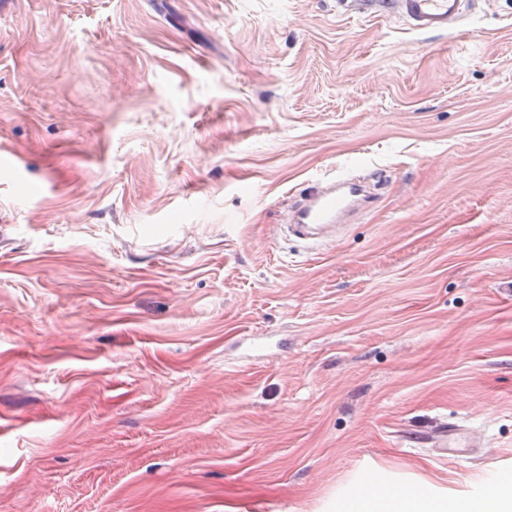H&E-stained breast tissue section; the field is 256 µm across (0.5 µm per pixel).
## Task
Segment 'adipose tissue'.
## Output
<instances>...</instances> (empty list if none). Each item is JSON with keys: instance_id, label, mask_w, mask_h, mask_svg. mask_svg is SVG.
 <instances>
[{"instance_id": "ef3b65f1", "label": "adipose tissue", "mask_w": 512, "mask_h": 512, "mask_svg": "<svg viewBox=\"0 0 512 512\" xmlns=\"http://www.w3.org/2000/svg\"><path fill=\"white\" fill-rule=\"evenodd\" d=\"M337 512H512V474L503 473L475 497L431 499L417 489L397 488L339 502Z\"/></svg>"}]
</instances>
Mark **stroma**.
Segmentation results:
<instances>
[{"instance_id":"stroma-1","label":"stroma","mask_w":512,"mask_h":512,"mask_svg":"<svg viewBox=\"0 0 512 512\" xmlns=\"http://www.w3.org/2000/svg\"><path fill=\"white\" fill-rule=\"evenodd\" d=\"M384 189L276 232L315 181ZM459 419L443 459L402 431ZM512 468V0L0 12V512H336ZM336 5L347 15L403 14L423 31L448 30L464 13L463 0H336Z\"/></svg>"}]
</instances>
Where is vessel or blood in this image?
Wrapping results in <instances>:
<instances>
[{"instance_id": "b4317fda", "label": "vessel or blood", "mask_w": 512, "mask_h": 512, "mask_svg": "<svg viewBox=\"0 0 512 512\" xmlns=\"http://www.w3.org/2000/svg\"><path fill=\"white\" fill-rule=\"evenodd\" d=\"M344 14L405 15L416 29L441 31L463 17L464 0H336ZM361 183L340 180L320 181L313 186L304 205L292 212L289 223L296 232L337 223L351 209L366 203ZM409 441L436 450L441 456L454 457L480 447L472 430L451 420L410 433Z\"/></svg>"}]
</instances>
